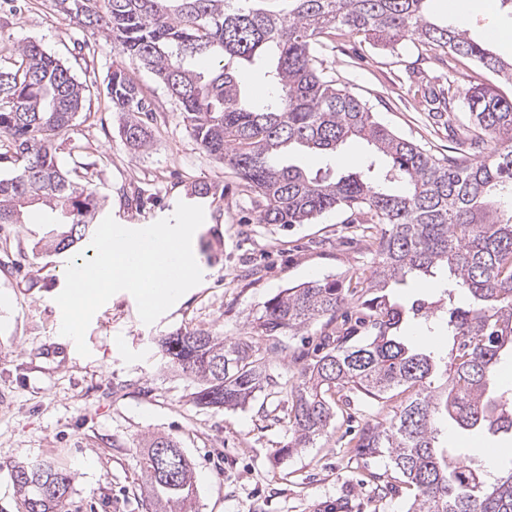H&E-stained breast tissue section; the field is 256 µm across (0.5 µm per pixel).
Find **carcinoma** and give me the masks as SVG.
<instances>
[{
    "mask_svg": "<svg viewBox=\"0 0 512 512\" xmlns=\"http://www.w3.org/2000/svg\"><path fill=\"white\" fill-rule=\"evenodd\" d=\"M51 0V9L74 16L112 38L120 60L108 75L107 97L122 117L121 133L135 153L151 145L155 110L129 78L124 59L151 70L176 101L185 128L215 161L235 170L252 194L261 224H308L343 209L359 224H382L373 243L377 261L366 286L346 291L315 280L268 300L257 318L267 343L227 340L202 329H179L159 339L168 364L195 381L196 405L243 408L259 393L286 404L281 420L291 441L306 448L328 433L336 394L347 391L384 400L410 393L385 424L365 423L354 455L385 456L394 481L415 490L408 512H512V465L491 477L473 459L439 442L451 427L496 436L512 432V398L493 390L501 351L512 348V217L503 222L492 195H512V96L500 87L465 93L463 135L470 144L498 145L476 157L457 144L438 159L373 118L356 96L336 88L323 67L325 40L339 34L388 43L415 40L432 50L470 58L512 86V61L497 57L459 26L428 18V0ZM13 62L0 65V138L22 165L0 179V225L19 224L23 209L48 205L57 228L38 241L61 254L86 238L105 197L77 170L65 171L56 142L84 108L89 87L32 41L12 43ZM209 56L219 72L206 76L193 60ZM270 70L272 95L253 102L245 91L249 67ZM358 138L385 157L389 169L338 179L310 176L284 164L292 147L334 154ZM190 200L215 203L218 187L194 183ZM444 267L448 285L430 315L447 319L452 345L441 358L406 341L403 329L425 305L407 307L390 290L412 275ZM465 307L454 306L456 294ZM357 297V316L346 306ZM320 323L318 348L286 341ZM367 332L354 341L358 329ZM288 359L296 382L281 380L274 363ZM179 448L171 437L150 439L140 460L150 512H192L196 485L184 453L171 479L156 476L160 447ZM11 479L22 512H64L71 475L49 463L18 462Z\"/></svg>",
    "mask_w": 512,
    "mask_h": 512,
    "instance_id": "obj_1",
    "label": "carcinoma"
}]
</instances>
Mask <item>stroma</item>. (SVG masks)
<instances>
[{"label": "stroma", "instance_id": "stroma-1", "mask_svg": "<svg viewBox=\"0 0 512 512\" xmlns=\"http://www.w3.org/2000/svg\"><path fill=\"white\" fill-rule=\"evenodd\" d=\"M18 3L16 12L0 8V33L39 42L96 89L90 116L76 117L58 141V156L110 196L103 215L123 225L154 223L171 217L188 185L202 181L223 188L224 219L205 218L194 234L201 283L150 325L129 292L116 293L87 329L86 357L61 335L55 301L73 255L34 248L53 229L52 214L35 209L26 223L0 226V512L19 509L10 466L43 460L73 477L66 512H148L139 459L153 434L175 438L192 460L196 512H406L411 490H380L391 479L388 458L362 463L351 442L359 424L389 419L397 399L351 396L328 436L285 456L291 436L273 419L274 399L260 395L235 410L199 407L192 382L165 366L157 345L180 328L227 339L254 335L265 303L304 282L328 278L354 287L373 270L370 243L380 226L353 223L345 210L289 227L258 223L241 179L199 148L156 76L130 62L128 74L157 109L150 148L132 153L104 93L118 57L111 38L51 11L45 0ZM497 19L511 21L512 7L470 0L460 25L511 61L512 42L493 33ZM324 64L377 121L439 158L456 143L449 111L463 113L467 89L495 79L467 58L355 35L336 37ZM74 141L82 150L73 155ZM344 151L349 160L342 165L304 150L291 151L290 161L342 176L365 170L372 159L362 141L347 142Z\"/></svg>", "mask_w": 512, "mask_h": 512}]
</instances>
